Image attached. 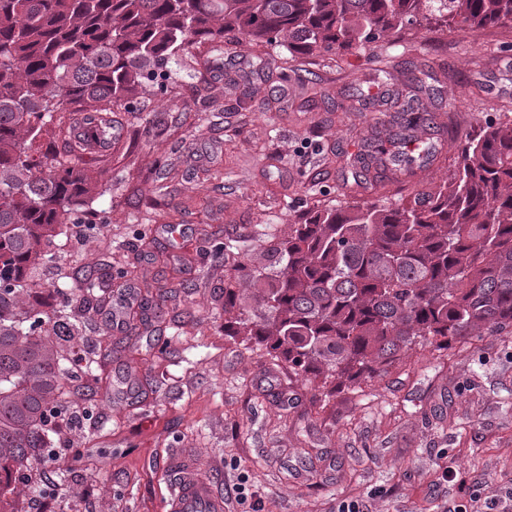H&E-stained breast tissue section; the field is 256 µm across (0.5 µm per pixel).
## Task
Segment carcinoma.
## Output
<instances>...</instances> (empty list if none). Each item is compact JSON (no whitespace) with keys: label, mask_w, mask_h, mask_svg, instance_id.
<instances>
[{"label":"carcinoma","mask_w":512,"mask_h":512,"mask_svg":"<svg viewBox=\"0 0 512 512\" xmlns=\"http://www.w3.org/2000/svg\"><path fill=\"white\" fill-rule=\"evenodd\" d=\"M512 27V0H0V471L19 474L54 447L50 424L72 384L94 398L83 313L102 276L59 304L23 301L70 215L91 205L92 144L112 145L116 112L181 51L233 34L288 55H345L405 29ZM402 132L432 125L414 95L390 100ZM171 290L145 286L154 318ZM512 330V118L469 133L440 183L392 205L308 207L224 276V336L281 361L320 397L383 376L419 344Z\"/></svg>","instance_id":"obj_1"}]
</instances>
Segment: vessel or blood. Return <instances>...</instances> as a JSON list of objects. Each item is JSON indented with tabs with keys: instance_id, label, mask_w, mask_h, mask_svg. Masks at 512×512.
Wrapping results in <instances>:
<instances>
[{
	"instance_id": "1",
	"label": "vessel or blood",
	"mask_w": 512,
	"mask_h": 512,
	"mask_svg": "<svg viewBox=\"0 0 512 512\" xmlns=\"http://www.w3.org/2000/svg\"><path fill=\"white\" fill-rule=\"evenodd\" d=\"M176 465V478L167 501L168 512H224V499L207 477L186 458H179Z\"/></svg>"
}]
</instances>
